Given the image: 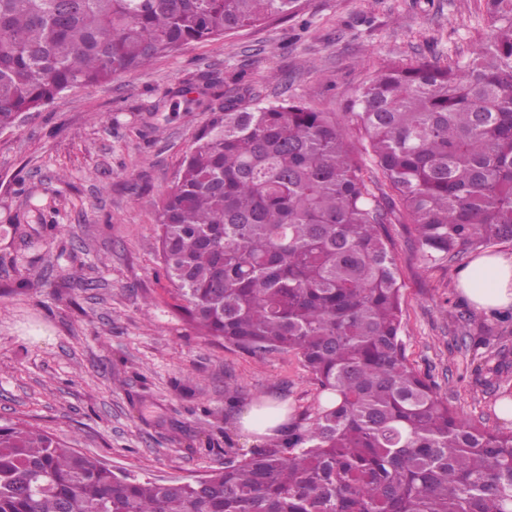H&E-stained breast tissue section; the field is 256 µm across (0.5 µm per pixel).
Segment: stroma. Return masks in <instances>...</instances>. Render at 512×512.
Masks as SVG:
<instances>
[{
    "label": "stroma",
    "instance_id": "stroma-1",
    "mask_svg": "<svg viewBox=\"0 0 512 512\" xmlns=\"http://www.w3.org/2000/svg\"><path fill=\"white\" fill-rule=\"evenodd\" d=\"M489 33L485 0H306L0 129V423L27 419L114 471L168 481L221 467L225 438L254 447L239 424L251 406L313 412L319 390L297 354L255 356L182 317L159 259L160 201L227 93L340 115L388 63L464 65ZM389 230L410 362L465 417L511 429L484 348L461 342L459 314L487 311L462 297L456 267H423L409 223Z\"/></svg>",
    "mask_w": 512,
    "mask_h": 512
}]
</instances>
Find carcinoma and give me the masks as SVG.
Returning a JSON list of instances; mask_svg holds the SVG:
<instances>
[{"label": "carcinoma", "mask_w": 512, "mask_h": 512, "mask_svg": "<svg viewBox=\"0 0 512 512\" xmlns=\"http://www.w3.org/2000/svg\"><path fill=\"white\" fill-rule=\"evenodd\" d=\"M465 67L392 63L359 90L355 153L299 99L224 113L159 211L179 309L207 335L298 354L322 401L224 467L156 482L42 430L0 425V512H512V431L460 416L400 336L388 225L422 264L512 241V0ZM300 0H0V129L65 90L272 17ZM375 173L365 174L360 155Z\"/></svg>", "instance_id": "carcinoma-1"}]
</instances>
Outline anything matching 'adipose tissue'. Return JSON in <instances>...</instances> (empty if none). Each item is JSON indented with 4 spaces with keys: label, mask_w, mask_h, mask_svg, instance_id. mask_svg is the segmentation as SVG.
<instances>
[{
    "label": "adipose tissue",
    "mask_w": 512,
    "mask_h": 512,
    "mask_svg": "<svg viewBox=\"0 0 512 512\" xmlns=\"http://www.w3.org/2000/svg\"><path fill=\"white\" fill-rule=\"evenodd\" d=\"M464 297L479 309L512 306V255L486 254L459 273Z\"/></svg>",
    "instance_id": "ef3b65f1"
}]
</instances>
